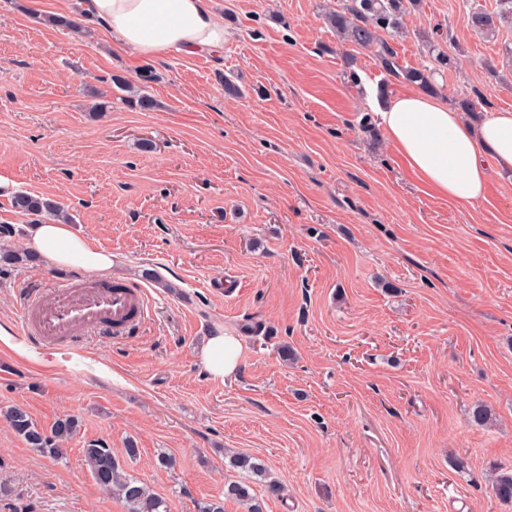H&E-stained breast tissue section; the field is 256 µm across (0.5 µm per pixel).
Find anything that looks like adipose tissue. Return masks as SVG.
I'll use <instances>...</instances> for the list:
<instances>
[{
	"label": "adipose tissue",
	"instance_id": "obj_1",
	"mask_svg": "<svg viewBox=\"0 0 512 512\" xmlns=\"http://www.w3.org/2000/svg\"><path fill=\"white\" fill-rule=\"evenodd\" d=\"M83 5L105 22L113 44L144 57L208 54L224 47V22L210 0H83ZM363 91L378 108L387 141L428 191L469 204L484 198L488 167L512 176V110L473 123L447 102L422 93L382 99L374 85ZM25 245L61 267L107 272L113 266L111 252L55 220L32 225ZM242 355L240 338L218 331L201 346L199 363L221 382L236 373Z\"/></svg>",
	"mask_w": 512,
	"mask_h": 512
}]
</instances>
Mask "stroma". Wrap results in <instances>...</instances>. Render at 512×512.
<instances>
[{"mask_svg": "<svg viewBox=\"0 0 512 512\" xmlns=\"http://www.w3.org/2000/svg\"><path fill=\"white\" fill-rule=\"evenodd\" d=\"M69 2L0 0V224L23 248L12 194L61 203L151 310L138 337L57 361L0 349V407L80 421L56 460L0 418V512H127L83 460L93 439L116 454L136 441L123 467L167 512L244 479L239 454L282 486L253 483L263 512H512L488 482L512 467V178L490 173L484 199L457 205L364 132L376 114L349 72L392 95L414 86L372 51L345 66L323 20L338 0H212L223 49L153 59L109 47ZM478 5L498 0H422L392 45L419 68L440 42L456 63L435 73L438 97L512 109V23L485 37L466 23ZM62 12L84 34L51 25ZM75 276L44 258L7 267L0 321L19 329L29 283ZM217 280L233 293L213 294ZM219 329L244 345L222 383L197 359Z\"/></svg>", "mask_w": 512, "mask_h": 512, "instance_id": "stroma-1", "label": "stroma"}]
</instances>
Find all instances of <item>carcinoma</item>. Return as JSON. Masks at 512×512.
Listing matches in <instances>:
<instances>
[{
	"label": "carcinoma",
	"mask_w": 512,
	"mask_h": 512,
	"mask_svg": "<svg viewBox=\"0 0 512 512\" xmlns=\"http://www.w3.org/2000/svg\"><path fill=\"white\" fill-rule=\"evenodd\" d=\"M421 0H341L340 5L325 14L326 25L336 34L342 46L355 49H374L381 67L390 77L403 79L423 91H435L434 71L427 68H405L398 62L395 49L388 39L407 34L406 16L417 9ZM512 20V0H499V10L489 12L482 8L472 10L467 23L474 30L493 35L500 25ZM14 212L28 217L33 222L43 218L68 221L64 207L44 196L28 192H15L11 196ZM36 257L27 251H5L0 253V263L16 265L33 262ZM11 428L29 447L52 458L64 455V442L73 438L79 428L75 416L56 420L51 429L38 425L20 406L12 405L0 411ZM84 460L95 481L101 488L124 503L127 512H167L164 502L151 494L137 478L128 474L116 454L105 453V441L90 440L82 450ZM492 491L503 501H512V470L498 469L492 480ZM233 499L247 505L248 512H262L256 503L249 485L244 481L224 484V494L198 503V512H224V500Z\"/></svg>",
	"instance_id": "cac0c4a2"
}]
</instances>
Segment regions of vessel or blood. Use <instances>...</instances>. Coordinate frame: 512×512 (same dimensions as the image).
I'll use <instances>...</instances> for the list:
<instances>
[{
	"instance_id": "b4317fda",
	"label": "vessel or blood",
	"mask_w": 512,
	"mask_h": 512,
	"mask_svg": "<svg viewBox=\"0 0 512 512\" xmlns=\"http://www.w3.org/2000/svg\"><path fill=\"white\" fill-rule=\"evenodd\" d=\"M22 309V334L40 347H72L92 335L107 342L128 340L139 334L149 315L143 285L106 277L27 289Z\"/></svg>"
}]
</instances>
